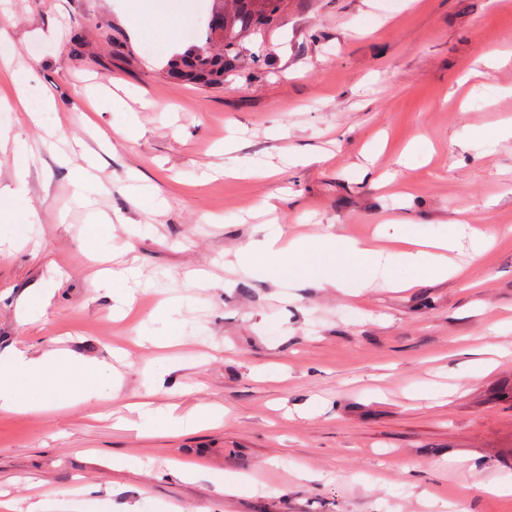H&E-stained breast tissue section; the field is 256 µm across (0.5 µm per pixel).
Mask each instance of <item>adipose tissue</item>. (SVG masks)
<instances>
[{"label": "adipose tissue", "instance_id": "ef3b65f1", "mask_svg": "<svg viewBox=\"0 0 512 512\" xmlns=\"http://www.w3.org/2000/svg\"><path fill=\"white\" fill-rule=\"evenodd\" d=\"M390 227L393 240L404 248L386 256L360 249L355 241L333 234L287 242L281 232L271 231L261 241L240 248L236 257L245 272L265 275L274 269L280 276L312 281L322 288L343 287L342 271L354 261L361 269L356 283L360 289L379 279L391 288H410L419 277L444 279L451 274L447 253L455 249L457 237L438 239L435 253L428 254L413 250L405 223L394 221ZM399 268L407 270V277H396ZM117 386L111 365L67 351L54 350L36 358L19 350L0 351V409L30 412L40 409L46 398L62 404L88 387L97 392L113 391Z\"/></svg>", "mask_w": 512, "mask_h": 512}]
</instances>
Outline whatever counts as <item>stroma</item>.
<instances>
[{
  "label": "stroma",
  "mask_w": 512,
  "mask_h": 512,
  "mask_svg": "<svg viewBox=\"0 0 512 512\" xmlns=\"http://www.w3.org/2000/svg\"><path fill=\"white\" fill-rule=\"evenodd\" d=\"M142 3L0 0L11 63L32 70V100L55 105L35 124L0 112L36 155L20 184L0 152V210L37 212L0 223V350L67 349L114 363L121 381L113 399L0 410V502L512 512V495L482 489L512 473V237L500 235L512 227V0H288L216 88L165 76L169 46L200 37L157 19L132 35L121 14ZM91 161L107 190L86 201L74 168ZM213 164L270 175L213 176ZM392 219L425 239L462 220L497 239L474 258L461 236L463 275L356 298L229 266L268 222L371 243ZM128 266L143 292L121 317L103 272ZM39 288L49 306L22 319ZM173 297L172 326L157 305ZM172 331L179 344L137 343ZM135 401L180 416L220 407L223 422L143 433ZM117 455L130 467L113 469ZM217 472L256 493L217 492Z\"/></svg>",
  "instance_id": "1"
}]
</instances>
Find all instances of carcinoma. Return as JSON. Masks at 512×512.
I'll return each mask as SVG.
<instances>
[{"instance_id": "carcinoma-1", "label": "carcinoma", "mask_w": 512, "mask_h": 512, "mask_svg": "<svg viewBox=\"0 0 512 512\" xmlns=\"http://www.w3.org/2000/svg\"><path fill=\"white\" fill-rule=\"evenodd\" d=\"M213 2L224 9V30L218 32L205 22L204 44H193L167 61L164 70L169 79L202 86L224 84V74L235 70L240 62L242 39L278 28L285 0Z\"/></svg>"}]
</instances>
